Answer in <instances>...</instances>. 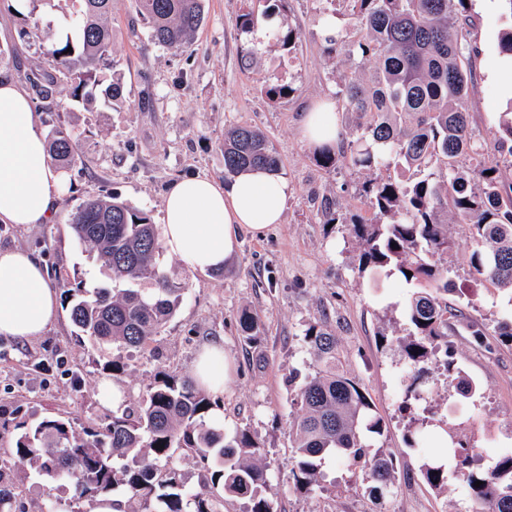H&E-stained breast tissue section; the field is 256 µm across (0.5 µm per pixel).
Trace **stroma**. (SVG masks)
<instances>
[{"instance_id":"1","label":"stroma","mask_w":512,"mask_h":512,"mask_svg":"<svg viewBox=\"0 0 512 512\" xmlns=\"http://www.w3.org/2000/svg\"><path fill=\"white\" fill-rule=\"evenodd\" d=\"M262 11V0H205V19L192 45L175 53L154 46L148 27L132 0H118L109 26L122 77V97L97 98L93 109L55 88L62 112L40 113L42 130L57 123L81 135L79 160L62 169V190L55 220L0 228V247L20 246L44 260L52 288L82 276L88 285L106 276L89 250L75 239L71 212L89 195L104 194L146 211L162 222V201L170 185L187 175L227 182L224 132L242 124L262 133L281 160L280 175L291 193L282 223L260 233L245 232L234 261L218 271H192L172 255L164 269L189 284L178 311L150 345L130 354L112 347L90 355L75 340L67 308H60L50 330L31 341L0 339V455L9 457L14 484V512H40L47 499L64 512H89L90 501H73L68 486L36 474L12 457L18 414L38 421L69 418L76 429L93 426L107 411L96 397L106 373L104 362L127 357L117 383L128 401L139 400L156 372L188 374L199 347L220 338L232 363L224 382V428L249 429L260 444L256 461L265 467L268 493L279 512H465L460 487L440 491L423 478L421 453L409 445L414 427L436 437L452 436L482 457L512 448V346L501 344L493 330L500 318L502 295L470 273V229L452 224L454 243L448 276L449 307L464 310L488 330L483 344L468 336L449 335L452 371L478 387L461 397L443 365L432 364L423 398L403 401L406 360L397 342L407 327L410 295L397 276H361L360 248L352 220L372 222L376 212L362 192L369 179L397 176V168L368 171L351 163L350 145L359 118L336 108L339 137L334 168L319 165L300 138L298 127L311 102L334 95L341 75L357 58L352 41L350 0H290L279 22L263 31L245 29L247 7ZM469 40L477 53L466 99L471 130L485 144L486 159L497 158L494 133L505 104L485 68L498 55L500 12L470 10ZM332 19L343 43L339 53L325 50V19ZM31 23L14 13L11 0H0V78L23 83L25 74L44 66L43 45L30 34ZM294 30L291 47L278 44L273 27ZM252 49L244 58V49ZM290 86L288 96L272 101L268 85ZM336 223H329V216ZM259 316L264 328L259 345L242 340V311ZM335 334L348 376L385 423L372 439V452L394 455V479L383 494H370L360 473L327 460L319 487L295 490L290 479L294 450L290 436L292 391L289 375L305 377L314 358L304 340L313 323Z\"/></svg>"}]
</instances>
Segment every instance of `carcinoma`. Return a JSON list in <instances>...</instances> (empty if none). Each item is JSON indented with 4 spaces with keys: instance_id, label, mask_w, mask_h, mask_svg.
Returning a JSON list of instances; mask_svg holds the SVG:
<instances>
[{
    "instance_id": "carcinoma-1",
    "label": "carcinoma",
    "mask_w": 512,
    "mask_h": 512,
    "mask_svg": "<svg viewBox=\"0 0 512 512\" xmlns=\"http://www.w3.org/2000/svg\"><path fill=\"white\" fill-rule=\"evenodd\" d=\"M80 9L62 32L33 20L46 41L44 55L52 74L47 83L29 79L46 112L65 110L50 101V86L62 84L73 99L92 104V90L112 77L109 91L120 96L117 61L108 18L115 0H78ZM354 3L359 64L374 65L369 82L356 72L343 75L336 98L365 117L353 162L365 168L394 166L412 172L406 180L368 183L365 193L385 222H353L361 248L359 272L384 271L407 286L436 284L435 291L411 293L406 315L412 327L401 340L408 364L403 401L420 398L417 384L426 366L448 349L453 318L471 336L485 335L483 324L461 310L448 314V272L438 264L452 249L448 224L470 227L475 249L469 266L474 276L493 285L506 299L497 336L512 345V187L500 180L499 164L481 160L484 148L469 133L464 98L471 81L474 49L463 35L469 22L464 0H351ZM156 46L180 52L203 21L202 0H135ZM288 0H271L257 15L242 14L250 28L262 16L282 12ZM53 154L69 164L79 157L81 134L61 124L47 134ZM495 148L512 168V99L500 113ZM281 161L261 133L235 126L224 134V170L249 168L276 173ZM76 240L101 262L109 282L94 288L75 276L64 284V302L76 327L75 340L98 349L120 343L127 349L150 344L176 314L187 282L162 267L164 248L148 214L114 197L93 195L71 214ZM244 340L260 342L262 324L245 311ZM316 370L300 385L292 405L291 437L295 463L291 478L309 491L320 467L331 457L361 468L370 482L392 480L393 458H367V434L380 435L384 424L372 403L342 367L335 334L322 325L305 332ZM220 400L188 376L160 371L145 396L120 405L97 427L80 435L62 417L16 424L13 453L39 475L68 481L76 500L124 491V512H224L243 502V512H276L266 495L264 468L251 461L259 445L251 432L232 436L214 416ZM421 472L427 483L444 490L459 482L471 512H512V451L472 466L469 449H422ZM190 457L205 472L198 488L188 486L176 457ZM8 462L0 457V512H12ZM481 482L475 486L474 482Z\"/></svg>"
}]
</instances>
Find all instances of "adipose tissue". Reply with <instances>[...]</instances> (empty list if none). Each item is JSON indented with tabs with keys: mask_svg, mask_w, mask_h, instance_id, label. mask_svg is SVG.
I'll return each mask as SVG.
<instances>
[{
	"mask_svg": "<svg viewBox=\"0 0 512 512\" xmlns=\"http://www.w3.org/2000/svg\"><path fill=\"white\" fill-rule=\"evenodd\" d=\"M300 133L314 148L335 147L338 130L332 102L312 107ZM60 182L26 90L0 79V223H51ZM287 202V181L264 170L240 172L226 185L206 176H187L165 196L160 240L185 268L220 269L236 256L242 232L281 223ZM57 310V293L32 253L20 247L0 248V338L44 335ZM228 369L224 342L213 339L202 346L191 374L219 395Z\"/></svg>",
	"mask_w": 512,
	"mask_h": 512,
	"instance_id": "adipose-tissue-1",
	"label": "adipose tissue"
}]
</instances>
